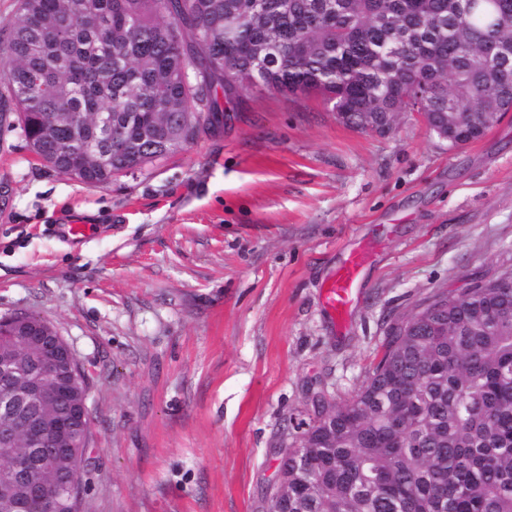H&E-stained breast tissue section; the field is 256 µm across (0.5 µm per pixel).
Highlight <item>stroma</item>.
<instances>
[{
    "mask_svg": "<svg viewBox=\"0 0 512 512\" xmlns=\"http://www.w3.org/2000/svg\"><path fill=\"white\" fill-rule=\"evenodd\" d=\"M237 111L98 187L0 124V317L45 320L86 374L79 512H268L314 395L350 401L392 322L512 270V112L452 149L418 114L379 135L314 95ZM355 250L340 328L322 290Z\"/></svg>",
    "mask_w": 512,
    "mask_h": 512,
    "instance_id": "obj_1",
    "label": "stroma"
}]
</instances>
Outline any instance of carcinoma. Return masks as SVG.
Listing matches in <instances>:
<instances>
[{
    "instance_id": "cac0c4a2",
    "label": "carcinoma",
    "mask_w": 512,
    "mask_h": 512,
    "mask_svg": "<svg viewBox=\"0 0 512 512\" xmlns=\"http://www.w3.org/2000/svg\"><path fill=\"white\" fill-rule=\"evenodd\" d=\"M18 0L0 30V108L32 152L93 186L224 129L258 82L316 94L375 131L453 113L458 148L512 100V0ZM194 66L207 93L185 80ZM111 117L112 144L96 119ZM512 271L435 293L391 327L352 400L321 395L288 448V512H512ZM15 384L29 350L12 342ZM22 434L0 467L28 456Z\"/></svg>"
}]
</instances>
